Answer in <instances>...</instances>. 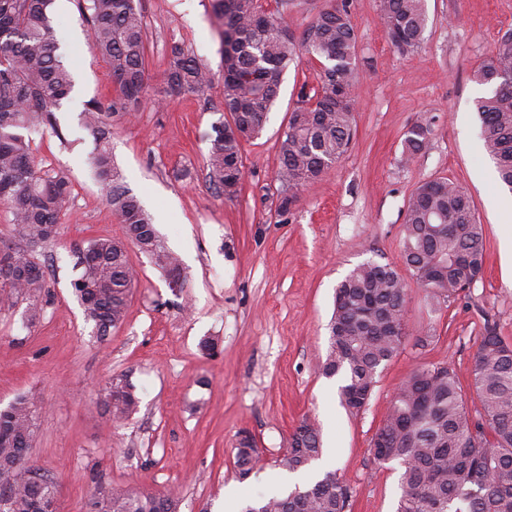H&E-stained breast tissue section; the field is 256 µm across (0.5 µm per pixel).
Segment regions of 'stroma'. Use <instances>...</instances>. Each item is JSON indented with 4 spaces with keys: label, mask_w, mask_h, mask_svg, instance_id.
<instances>
[{
    "label": "stroma",
    "mask_w": 512,
    "mask_h": 512,
    "mask_svg": "<svg viewBox=\"0 0 512 512\" xmlns=\"http://www.w3.org/2000/svg\"><path fill=\"white\" fill-rule=\"evenodd\" d=\"M140 6L153 97L115 125L112 156L188 278L172 291L150 258L131 250L136 282L124 322L100 338L84 321L71 289L73 247L123 230L87 161L93 144L81 114L91 101L110 108L116 91L107 61L86 47L75 0H55L60 48L82 54L54 128L32 129L29 137L41 166L68 171L72 194L59 239L37 252L48 278L40 320L24 327L23 301L0 310V409L20 396L39 407L31 457L58 486L57 512H86L99 480L177 489L180 512H226L242 498L269 496L286 478L282 451L305 419L320 430L323 469L349 487L347 512H394L402 469L376 463L370 442L395 390L416 369L449 365L466 387L469 412H477L469 383L478 338L493 325L512 340V266L502 256L512 188L481 149L476 103L486 91L473 77L512 32V0H425L424 41L411 53L389 42L377 0H352L355 135L284 215L277 140L302 86L316 85L319 61L303 56L284 74L261 137L244 147V191L230 201L210 187L206 169L211 125L224 115L222 28L211 0ZM175 44L211 70L205 95H164ZM420 120L429 122L432 140L409 162L405 134ZM437 177L473 202L486 237L484 276L447 302L411 288L404 345L381 368L364 409L351 414L340 403L339 378L318 371L336 286L370 259L400 265L409 197ZM207 338L217 355L202 351ZM115 377L134 385L139 407L113 427L99 393ZM244 431L260 461L242 480L235 453Z\"/></svg>",
    "instance_id": "1"
}]
</instances>
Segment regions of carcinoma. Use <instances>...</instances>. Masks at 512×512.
Masks as SVG:
<instances>
[{
	"mask_svg": "<svg viewBox=\"0 0 512 512\" xmlns=\"http://www.w3.org/2000/svg\"><path fill=\"white\" fill-rule=\"evenodd\" d=\"M90 33V49L112 68L117 95L112 111L89 104L82 124L94 148L88 161L125 237H94L75 248L77 271L71 282L84 319L97 336L121 325L134 287L129 246L148 256L169 283L183 288L179 260L166 249L138 198L121 183L110 141L121 122L150 97L144 20L139 0H76ZM290 0L265 11L257 0H213L222 26L224 111L230 120L212 124L207 169L210 183L233 200L243 183L244 144L259 137L278 97L283 72L306 52L323 65L312 93L290 112L278 141L277 180L288 188L278 212L288 213L297 193L321 179L351 143L354 93L358 84L357 36L350 0H325L296 39L286 21ZM53 0H0V208L11 216L22 244L0 248V309L28 301L26 325L39 319L47 288L35 247L58 236L71 194L63 170L35 163L26 131L54 126V112L73 87L71 69L55 53ZM388 38L409 52L424 40L425 0H379ZM493 86L478 102L485 153L501 181L512 187V33L475 72ZM214 75L174 45L165 73L168 97L203 95ZM432 128L421 120L404 140L412 159L431 142ZM485 239L471 198L446 178L421 182L412 192L403 224L402 260L416 283L432 298L448 301L477 283L483 274ZM409 288L389 263L366 261L336 287L330 343L319 372L343 376L342 405L357 394L371 395L380 367L399 353L405 340ZM479 419L466 408L459 380L448 365L420 368L397 388L371 442L373 459L398 463L403 472L395 512H512V342L495 327L485 329L473 365ZM108 420L119 423L137 410L131 384L116 379L102 389ZM37 409L18 398L0 410V512H42L57 485H34L27 476ZM319 430L302 421L291 434L281 463L295 472L320 454ZM259 460L254 439L238 441L236 467L248 477ZM174 491L137 492L120 485L96 484L88 512H179ZM348 486L327 472L316 482L246 505L242 512H345Z\"/></svg>",
	"mask_w": 512,
	"mask_h": 512,
	"instance_id": "carcinoma-1",
	"label": "carcinoma"
}]
</instances>
